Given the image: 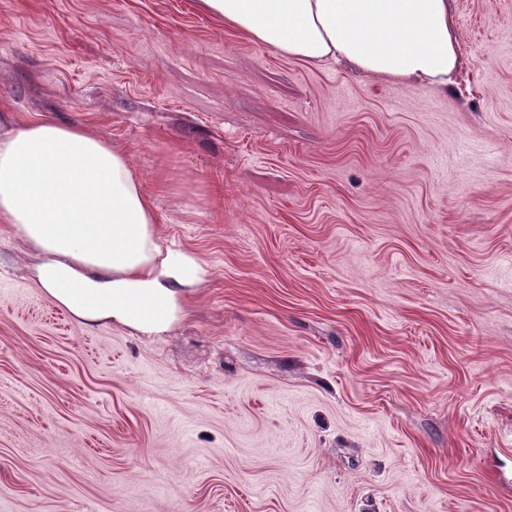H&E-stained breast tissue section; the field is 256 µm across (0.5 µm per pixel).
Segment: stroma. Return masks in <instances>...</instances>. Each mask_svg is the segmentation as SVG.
<instances>
[{
  "instance_id": "1",
  "label": "stroma",
  "mask_w": 512,
  "mask_h": 512,
  "mask_svg": "<svg viewBox=\"0 0 512 512\" xmlns=\"http://www.w3.org/2000/svg\"><path fill=\"white\" fill-rule=\"evenodd\" d=\"M437 94L195 0H0V111L123 150L207 267L88 326L0 222V512H512V0Z\"/></svg>"
}]
</instances>
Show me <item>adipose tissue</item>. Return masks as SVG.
Returning a JSON list of instances; mask_svg holds the SVG:
<instances>
[{
  "instance_id": "ef3b65f1",
  "label": "adipose tissue",
  "mask_w": 512,
  "mask_h": 512,
  "mask_svg": "<svg viewBox=\"0 0 512 512\" xmlns=\"http://www.w3.org/2000/svg\"><path fill=\"white\" fill-rule=\"evenodd\" d=\"M254 43L311 67L344 60L412 89L447 92L461 65L449 0H197ZM0 221L33 246L49 297L88 325L149 336L182 312L207 274L162 246L154 204L128 155L51 118L0 133Z\"/></svg>"
}]
</instances>
